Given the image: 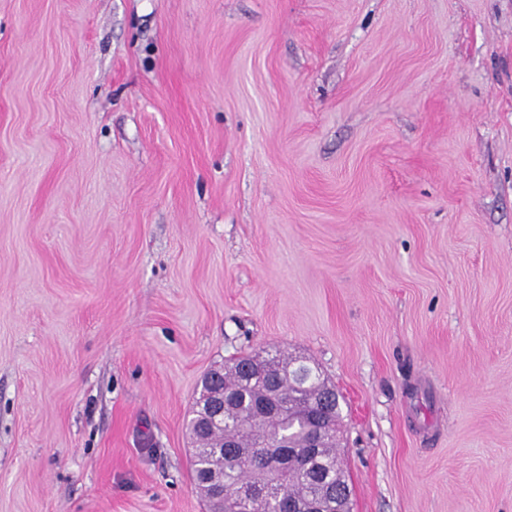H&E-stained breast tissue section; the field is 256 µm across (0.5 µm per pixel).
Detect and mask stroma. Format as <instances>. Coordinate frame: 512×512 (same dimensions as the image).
I'll return each instance as SVG.
<instances>
[{"instance_id": "stroma-1", "label": "stroma", "mask_w": 512, "mask_h": 512, "mask_svg": "<svg viewBox=\"0 0 512 512\" xmlns=\"http://www.w3.org/2000/svg\"><path fill=\"white\" fill-rule=\"evenodd\" d=\"M272 347L352 512H512V0H0V512H205Z\"/></svg>"}]
</instances>
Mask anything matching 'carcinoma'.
<instances>
[{
	"mask_svg": "<svg viewBox=\"0 0 512 512\" xmlns=\"http://www.w3.org/2000/svg\"><path fill=\"white\" fill-rule=\"evenodd\" d=\"M280 373H262L253 379L247 373L258 354L239 357L233 366L220 365L203 376L200 395L192 406L189 430L192 437L206 443L209 451L192 454L193 480L208 512H225L228 504L248 492L260 496L248 504V512H281V499L288 497L308 504L325 498L324 486L350 490L347 477L336 455V433L340 420L339 395L319 367L305 357L275 352ZM224 392L223 416L209 430L198 432L194 423L209 403L211 388ZM267 402L283 406L275 415L250 418L251 411ZM322 430L317 447L309 448L311 438ZM288 436L291 447L313 452L318 466L305 463L292 473L269 466L268 459L280 454L281 438ZM224 472V487L217 493L207 483L212 468Z\"/></svg>",
	"mask_w": 512,
	"mask_h": 512,
	"instance_id": "1",
	"label": "carcinoma"
}]
</instances>
